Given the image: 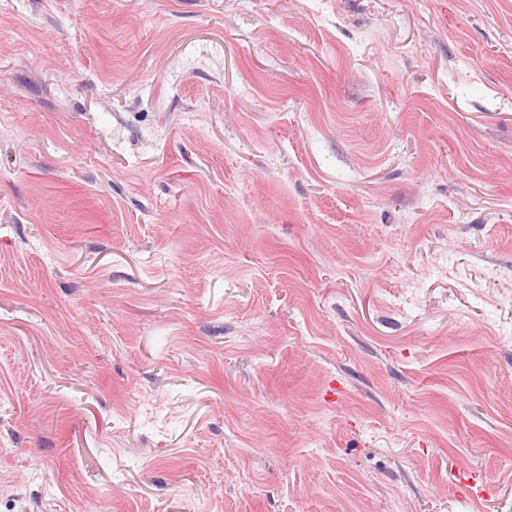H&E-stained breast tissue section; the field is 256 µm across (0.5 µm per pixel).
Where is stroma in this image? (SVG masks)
Wrapping results in <instances>:
<instances>
[{"instance_id": "1", "label": "stroma", "mask_w": 512, "mask_h": 512, "mask_svg": "<svg viewBox=\"0 0 512 512\" xmlns=\"http://www.w3.org/2000/svg\"><path fill=\"white\" fill-rule=\"evenodd\" d=\"M0 512H512V0H0Z\"/></svg>"}]
</instances>
